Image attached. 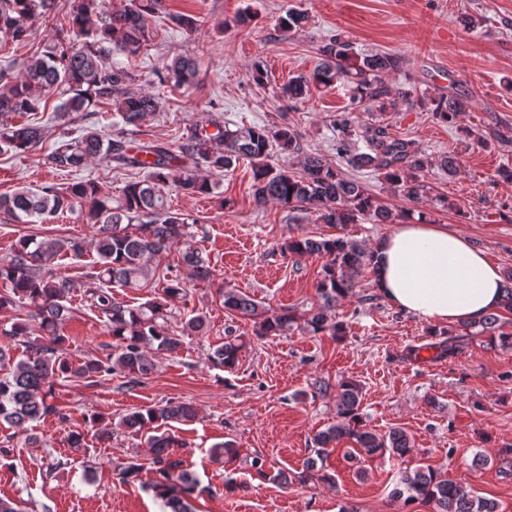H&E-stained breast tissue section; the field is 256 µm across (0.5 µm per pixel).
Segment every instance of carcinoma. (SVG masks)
Instances as JSON below:
<instances>
[{
	"label": "carcinoma",
	"mask_w": 512,
	"mask_h": 512,
	"mask_svg": "<svg viewBox=\"0 0 512 512\" xmlns=\"http://www.w3.org/2000/svg\"><path fill=\"white\" fill-rule=\"evenodd\" d=\"M59 0H0V31L21 42L29 37L36 24L49 22L57 12ZM69 32L72 37L49 44L22 64L21 72L0 68V155L26 154L41 144L48 130L35 124L14 125L3 120L11 113L36 112L44 97L60 89L65 95L53 112L54 121L64 126L74 115L91 116L89 108L101 103L112 108L115 125L139 128L158 110V99L140 88V75L126 63L112 61V55L126 57L140 53L151 39L148 18L160 8V0H128L120 10L111 11L106 0H67ZM307 16L289 10L280 21L284 32L301 28ZM320 63L309 76L299 75L281 88V96L298 104L310 93L311 86H330L340 82L350 88L351 107L336 115V156L359 171L379 173L391 188L409 201L421 203L430 193L423 173L432 160L414 143L393 134L381 120H373L354 128L356 112H387L396 108L398 100H410L411 92L403 89L393 94L383 76L403 68L401 57L387 52L358 54L352 43L340 34L334 35L320 49ZM198 62L183 55L163 69L162 82L170 87L188 86L195 78ZM427 111L439 122L454 125L459 113L466 111L463 98L452 93L429 99ZM216 131L195 124L190 134L176 148L165 143L131 146L122 135L107 138L90 125L80 136L61 141L44 156L45 163L57 170L77 171L92 159L104 155L118 166L144 170L143 180L127 183L114 200L101 193L91 181H79L61 188L45 184L36 190L22 188L13 195L0 198V210L17 223L48 224L66 212L77 216L96 229L95 251L98 255L93 277L99 287L90 294V306L103 319L115 340L112 354L104 360L87 359L74 364L63 349L64 325L75 314L72 296L84 283L58 274L57 261L66 256H80L83 243L75 238L39 239L24 235L0 260V309L26 305L30 317L37 321L43 335L31 336L29 324L17 321L6 335L13 343L0 345V422L22 428L53 412L48 403L49 379L61 377L83 381L112 375L119 370L132 382L155 369L154 352L176 353L183 347V337L196 335L206 325L201 314L186 320L180 333L169 332L161 324L168 306L185 292L184 282L172 274L173 266L158 272L159 258L186 233L189 217L171 208L170 189L184 194H209L211 185L194 176L191 166L205 164L217 172H228L242 160L253 170L252 185L255 204L278 203L290 210H309L325 224H353L358 219L373 224H394L403 215L383 205L364 185L343 178L316 153L303 157L301 169L274 167L268 163L273 150H302L298 133L290 126H244L235 130L216 120H209ZM361 135L365 149L353 145V136ZM486 149L512 148V129L495 128L477 137ZM462 165L455 151L441 155L440 167L450 176ZM282 250L293 256L317 255L324 259L317 292L321 305L304 323L286 308L268 314L250 295L231 288L221 292L224 308L254 320L255 335H282L301 328L314 335L331 332L342 334L343 324L332 312L337 303L352 294L357 279L365 269L375 267L374 249L345 235L314 238L292 237ZM183 262L198 280L212 276L208 259L197 251H188ZM162 280L161 296L130 307L117 301L112 289L137 287ZM498 313L482 320L460 325L461 332L433 329L431 336L437 356H452L464 337L479 333L497 334L506 346H512V334L500 330ZM22 349L13 354L12 347ZM242 344L235 336H227L210 359L226 369L235 368ZM362 386L351 378L336 385V422L316 433L312 439L315 456L307 459L296 480H333L317 462L323 461L330 449L340 441L352 440L359 452L370 458L405 459L414 455V444L408 434L398 428L376 432L363 424L361 416ZM196 417V409L188 402L167 401L127 414L121 426L143 433L152 453L156 479L152 487L169 512H194L190 500L198 491L199 481L183 461L174 457V439L166 431L173 423L185 424ZM121 482L140 478L143 466L129 458L116 466ZM390 496L405 503L420 501L432 512H498V504L478 496L474 489L448 477L441 469L419 465L406 472L392 489Z\"/></svg>",
	"instance_id": "carcinoma-1"
}]
</instances>
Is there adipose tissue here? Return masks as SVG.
Instances as JSON below:
<instances>
[{"label": "adipose tissue", "instance_id": "obj_1", "mask_svg": "<svg viewBox=\"0 0 512 512\" xmlns=\"http://www.w3.org/2000/svg\"><path fill=\"white\" fill-rule=\"evenodd\" d=\"M375 250L376 287L405 313L446 324L477 322L500 307V269L464 235L405 220Z\"/></svg>", "mask_w": 512, "mask_h": 512}]
</instances>
